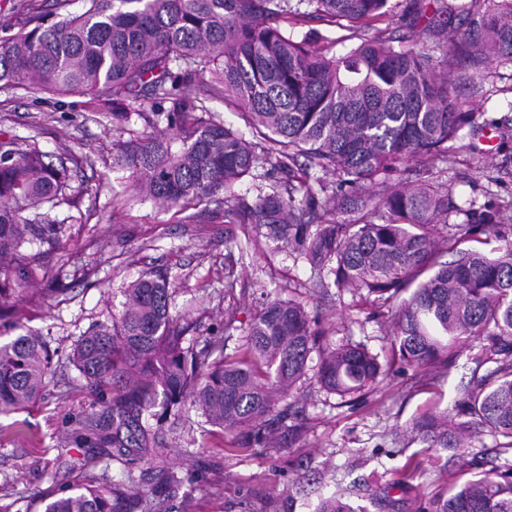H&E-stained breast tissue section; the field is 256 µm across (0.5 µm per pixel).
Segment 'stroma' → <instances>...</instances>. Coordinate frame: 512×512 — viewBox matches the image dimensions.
Here are the masks:
<instances>
[{"mask_svg": "<svg viewBox=\"0 0 512 512\" xmlns=\"http://www.w3.org/2000/svg\"><path fill=\"white\" fill-rule=\"evenodd\" d=\"M82 8V0H0V41L27 20ZM458 100L462 111L475 113L476 125L460 131L447 160L437 164L435 181L447 185L462 209L512 199V171L502 164L512 156V130L501 125L512 117V66L460 85ZM150 109L147 99L130 105L128 121L119 125L87 96L0 88V141L38 148L69 176L63 203L22 213L29 223L59 227V242L21 247L32 261L0 306V342L32 334L66 357L80 336L121 311L130 282L160 272L170 280L172 314L189 313L195 324L196 348L220 336L225 355H239L247 325L264 303L293 299L330 342L364 344L389 373L374 389L342 397L320 387L317 363L309 361L287 399L293 422L303 425L291 445L231 449L232 434L184 404L180 419L150 420L158 443L131 464L84 441L93 398L77 371L58 369L40 399L0 415V512H42L44 499L83 473L99 484L123 483L139 496L152 474L167 467L184 477L169 512H313L338 487L355 512H430L453 481L512 464V452H500L498 438L487 433L459 459L411 432L423 416L455 414L470 379L493 371L480 342L429 368L393 363L382 301L335 290L321 296L306 261L257 238L254 225L225 223L223 204L163 211L136 193L131 169L114 166L113 155L130 134L150 129L142 118ZM228 265L238 279L230 294ZM230 308L236 321L228 329ZM409 462L416 470L405 481ZM377 496L388 499L386 508L374 504Z\"/></svg>", "mask_w": 512, "mask_h": 512, "instance_id": "stroma-1", "label": "stroma"}]
</instances>
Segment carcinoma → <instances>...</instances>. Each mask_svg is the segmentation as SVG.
<instances>
[{
	"instance_id": "obj_1",
	"label": "carcinoma",
	"mask_w": 512,
	"mask_h": 512,
	"mask_svg": "<svg viewBox=\"0 0 512 512\" xmlns=\"http://www.w3.org/2000/svg\"><path fill=\"white\" fill-rule=\"evenodd\" d=\"M79 14L35 19L0 43V84L89 95L105 104L153 100L144 120L167 121L168 133H147L120 145L113 164L133 170L135 190L161 207L184 206L224 193V223L254 224L262 236L304 258L333 284L328 288L399 300L392 314L400 360L429 367L472 339L486 342L493 376L470 382L457 419L429 415L414 437L458 456L482 432L512 450V201L463 211L429 179L448 157L474 113L460 111L448 81L458 59L487 75L512 62V0H470L466 26L442 25L437 57L407 49V35L383 32L328 57L288 31L314 14L371 28L392 13L389 0H83ZM308 10H301V6ZM185 65L173 72L172 63ZM223 88L224 103L247 132L208 113L180 84L203 73ZM170 107H164L165 103ZM412 164L422 175L403 187L387 180ZM259 167L284 175L254 204L234 203L232 190ZM333 176L311 182L310 169ZM67 173L37 148L0 142V274L22 269L18 249L28 239L52 245V224H29L20 213L58 199ZM324 197H319V194ZM503 246L486 253L466 242ZM447 254L445 262L439 258ZM190 323L170 312L169 282L148 274L132 282L112 324L79 338L68 361L93 393L112 385L100 412L86 414L99 448L137 458L155 439L143 418L179 411L186 401L211 425L235 433L234 447L262 448L288 424L279 408L318 353L317 381L341 397L379 384L386 371L360 344H333L292 299L265 304L249 324L244 358L224 357L211 340L185 345ZM52 367L45 342L20 335L0 344V414L40 398ZM183 478L161 470L152 491L131 497L121 483H83L44 504L43 512H163ZM314 512H354L344 495L320 500ZM433 512H512V466L494 468L451 487Z\"/></svg>"
}]
</instances>
